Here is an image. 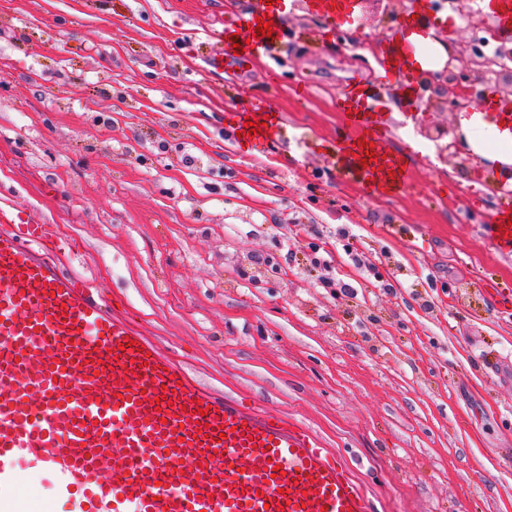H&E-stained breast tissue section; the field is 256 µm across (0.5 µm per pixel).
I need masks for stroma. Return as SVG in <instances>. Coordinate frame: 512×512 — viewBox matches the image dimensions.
<instances>
[{
  "label": "stroma",
  "mask_w": 512,
  "mask_h": 512,
  "mask_svg": "<svg viewBox=\"0 0 512 512\" xmlns=\"http://www.w3.org/2000/svg\"><path fill=\"white\" fill-rule=\"evenodd\" d=\"M253 0H0V204L73 241L65 268L207 387L311 426L379 512H512V256L482 234L496 173L415 155L395 196H365L336 99L378 86L404 14L364 0L335 40L297 8L247 73L208 56ZM404 134L459 113L385 97ZM274 105L263 150L224 115ZM334 257L324 285L310 264ZM27 512L54 478L16 468Z\"/></svg>",
  "instance_id": "1"
}]
</instances>
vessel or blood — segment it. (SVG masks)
Here are the masks:
<instances>
[{"mask_svg":"<svg viewBox=\"0 0 512 512\" xmlns=\"http://www.w3.org/2000/svg\"><path fill=\"white\" fill-rule=\"evenodd\" d=\"M330 33L352 25L355 0H309ZM436 0H410L379 65L385 84L418 103L420 66L411 37L431 21ZM290 0H255L225 51L209 66L244 72L281 36ZM271 17V34L254 29ZM242 44L244 53L233 52ZM350 132L342 149L371 195L397 193L407 159L366 161L390 135L385 105L359 84L337 101ZM233 133L265 121L248 143H265L281 113L230 112ZM500 209L485 229L504 254L512 239ZM0 208V492L15 481L18 460L51 468L71 512H375L345 462L309 426L195 384L159 346L109 310L87 280L49 257L45 227Z\"/></svg>","mask_w":512,"mask_h":512,"instance_id":"vessel-or-blood-1","label":"vessel or blood"}]
</instances>
